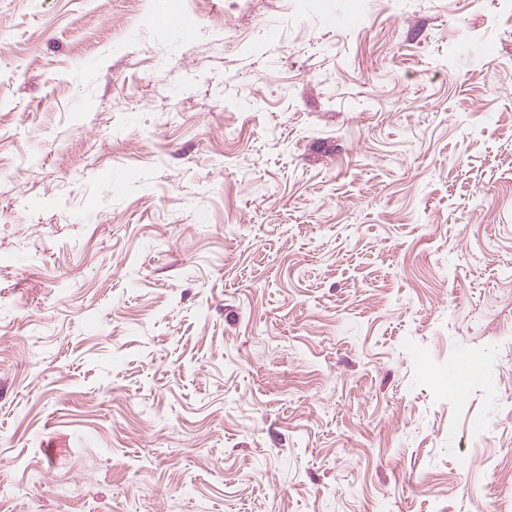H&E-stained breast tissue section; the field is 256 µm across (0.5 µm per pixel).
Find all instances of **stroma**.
<instances>
[{
  "mask_svg": "<svg viewBox=\"0 0 512 512\" xmlns=\"http://www.w3.org/2000/svg\"><path fill=\"white\" fill-rule=\"evenodd\" d=\"M0 512H512L503 0H0Z\"/></svg>",
  "mask_w": 512,
  "mask_h": 512,
  "instance_id": "stroma-1",
  "label": "stroma"
}]
</instances>
